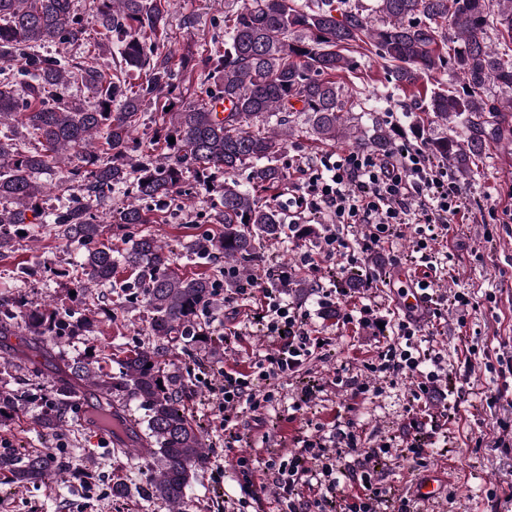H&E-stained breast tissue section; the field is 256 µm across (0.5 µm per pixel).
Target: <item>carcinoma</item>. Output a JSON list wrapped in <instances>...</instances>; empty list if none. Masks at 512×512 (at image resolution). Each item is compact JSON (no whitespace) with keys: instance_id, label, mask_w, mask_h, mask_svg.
Here are the masks:
<instances>
[{"instance_id":"cac0c4a2","label":"carcinoma","mask_w":512,"mask_h":512,"mask_svg":"<svg viewBox=\"0 0 512 512\" xmlns=\"http://www.w3.org/2000/svg\"><path fill=\"white\" fill-rule=\"evenodd\" d=\"M164 2L94 0L101 35L120 57L119 67L106 73L91 61L40 54L46 44L83 34L71 0H0V61L13 65L23 84L19 92L7 79L0 83V256L15 249L33 217L81 251L71 269L74 300L82 301L93 288L115 287L112 275L119 265L136 274L133 286L150 314L152 341L121 358L85 353L71 370L93 391L91 410L115 420L112 452L125 451L131 431L113 411L112 396L145 408V441L160 464L147 494L171 512H182L186 491L209 456L202 429L185 407L182 376L162 367V358L179 343L208 342L196 338L198 319L213 303L219 282L181 272L174 250L151 234L133 236L127 247L113 250L98 221L112 191L130 194L118 223L149 224L153 207L168 205L192 177L216 192L213 221L222 229L183 244L186 254L198 260L212 254L234 262L261 260L264 244L278 239L283 224L258 192L284 180L277 160L294 123L302 121L318 140L334 143L353 136L354 117L371 113L368 99L342 98L334 79L353 68L356 54L380 58L387 81L406 90L427 75L453 69L456 83L420 96L415 110L424 114L422 123H463L465 138L446 134L432 139L428 149L468 176L486 148L512 143V0H372L367 6L361 0H237L224 14V48L201 61L207 74L199 90L205 99L187 107L174 94ZM134 72L144 80L131 82ZM69 77L81 83L87 99L54 103V91ZM149 103L163 108L152 136L160 153L146 151L137 159L131 155L133 133ZM371 123L370 138L358 144L389 152L391 132L375 116ZM19 126L28 141L14 138ZM62 166L60 186L69 195L61 209L50 211L44 207L48 187L39 176ZM243 168L251 170L249 189L233 178ZM97 323L94 315L76 318L56 305L31 306L0 289V336L21 333L38 344H55L83 336ZM109 363L117 370H106ZM10 377L11 364H0V425L35 400ZM76 390L69 380L53 384L37 425L47 431L62 427ZM59 466L49 451L0 450V473L13 485L44 484Z\"/></svg>"}]
</instances>
